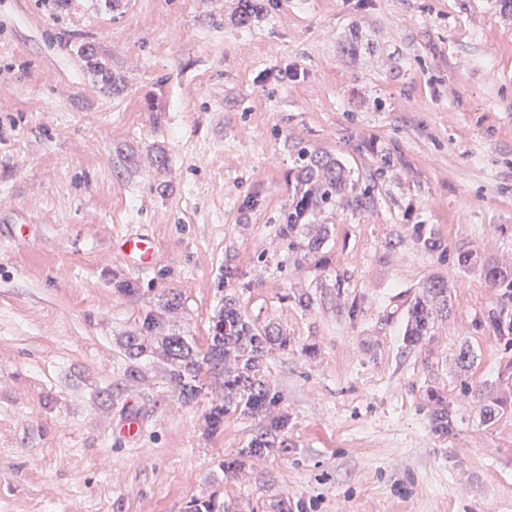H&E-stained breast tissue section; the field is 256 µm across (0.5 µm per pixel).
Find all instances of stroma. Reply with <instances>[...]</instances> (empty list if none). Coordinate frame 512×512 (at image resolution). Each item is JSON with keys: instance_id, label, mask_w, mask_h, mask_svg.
I'll return each instance as SVG.
<instances>
[{"instance_id": "obj_1", "label": "stroma", "mask_w": 512, "mask_h": 512, "mask_svg": "<svg viewBox=\"0 0 512 512\" xmlns=\"http://www.w3.org/2000/svg\"><path fill=\"white\" fill-rule=\"evenodd\" d=\"M238 9L0 0V512H185L213 492L253 512H512V349L475 327L502 303L482 263L512 271V17L498 0H271L242 26ZM355 28L371 50L347 52ZM301 143L369 190L311 212L317 257L278 232ZM132 224L155 240L149 270L114 247ZM461 248L475 265L450 261ZM226 268L245 316L294 339L264 360L288 450L234 479L219 464L260 418L208 434L215 377L185 404L161 353H125L157 310L206 346ZM433 278L451 311L406 346ZM486 395L504 404L490 421ZM131 400L133 443L113 431Z\"/></svg>"}]
</instances>
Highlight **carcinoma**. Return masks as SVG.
I'll return each mask as SVG.
<instances>
[{"label":"carcinoma","instance_id":"cac0c4a2","mask_svg":"<svg viewBox=\"0 0 512 512\" xmlns=\"http://www.w3.org/2000/svg\"><path fill=\"white\" fill-rule=\"evenodd\" d=\"M364 195L365 191L358 188V183L350 178L339 160L320 157L302 145L296 150L293 168L294 199L282 217L280 234L289 244L296 245L311 211L329 209L343 197L359 204ZM483 273L492 287L501 289L506 304L490 313L487 320H478L475 326L488 324L506 347H512V273L491 262L484 264ZM448 308V283L442 279L427 282L424 296L409 309L405 344L415 346L431 335L435 319L448 314ZM292 345L293 339L277 326L269 324L259 328L253 324L237 307L234 297L226 294L224 307L212 317L206 348L198 350L186 337L166 333L163 318L156 312L144 318L138 334L127 337L125 351L129 358L137 359L162 348L170 364L168 382L185 403L198 399L204 389L205 374H224L222 400L212 404L209 411L213 434L224 426V418L230 415L263 416V424L248 447L239 449L234 458L221 463L224 472L235 473L253 458L288 450L286 435L290 416L287 410L278 407L281 398L263 374V360L272 351H286ZM228 359L235 362L232 372L224 371V361ZM274 407L278 411H272ZM432 422L437 431L448 433L451 425L448 405L441 400L432 412ZM186 512L242 510L214 493L203 500H190Z\"/></svg>","mask_w":512,"mask_h":512}]
</instances>
